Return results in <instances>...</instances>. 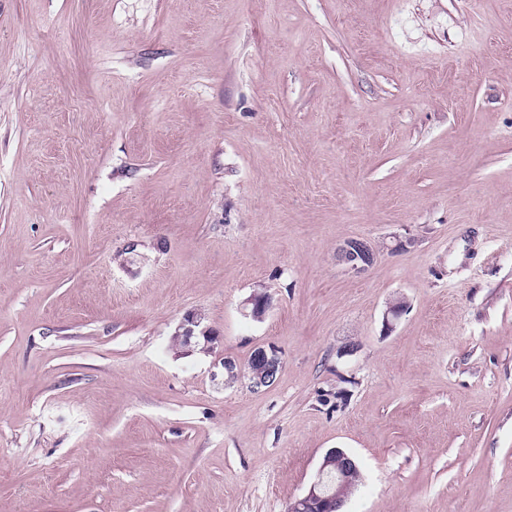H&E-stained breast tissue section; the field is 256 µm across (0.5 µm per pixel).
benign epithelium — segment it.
<instances>
[{"instance_id":"benign-epithelium-1","label":"benign epithelium","mask_w":512,"mask_h":512,"mask_svg":"<svg viewBox=\"0 0 512 512\" xmlns=\"http://www.w3.org/2000/svg\"><path fill=\"white\" fill-rule=\"evenodd\" d=\"M412 244L413 239L404 240L396 234L391 236V244L384 243L379 247L364 239L350 238L340 244L338 257L346 272L360 275L373 265L381 251H404ZM176 338L187 346L192 340L201 339L209 348L219 341V337L202 325L201 318L194 314L184 317ZM280 368L281 358L277 349L258 347L252 352L245 375L250 387L258 389L271 383ZM357 473L359 468L352 456L341 448L329 449L306 493L289 503L287 512H340L346 501L349 475Z\"/></svg>"}]
</instances>
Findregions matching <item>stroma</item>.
<instances>
[{
    "instance_id": "1",
    "label": "stroma",
    "mask_w": 512,
    "mask_h": 512,
    "mask_svg": "<svg viewBox=\"0 0 512 512\" xmlns=\"http://www.w3.org/2000/svg\"><path fill=\"white\" fill-rule=\"evenodd\" d=\"M330 448L344 512H512V0H0V512H285ZM392 244L383 243L382 246H375L370 242L360 238H350L340 244L338 248V257L346 272L360 275L365 273L379 256L380 252L387 249L394 252L406 250L408 246L414 243L411 238L403 240L400 236L394 234L390 236ZM201 325V318L194 314H187L175 333L176 338L187 346L192 343L193 339H196V342L202 339L206 347L213 348L214 344L219 341V336H216L209 327ZM279 352L274 347H258L244 370L250 388L258 389L272 382L281 368Z\"/></svg>"
}]
</instances>
